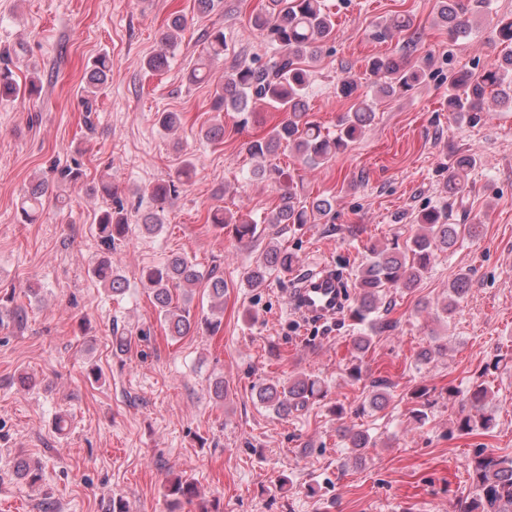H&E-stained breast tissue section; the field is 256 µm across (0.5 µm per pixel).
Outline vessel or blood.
I'll list each match as a JSON object with an SVG mask.
<instances>
[{
	"mask_svg": "<svg viewBox=\"0 0 512 512\" xmlns=\"http://www.w3.org/2000/svg\"><path fill=\"white\" fill-rule=\"evenodd\" d=\"M292 301L302 316L323 321L346 309L348 294L335 271L322 264L300 276Z\"/></svg>",
	"mask_w": 512,
	"mask_h": 512,
	"instance_id": "obj_1",
	"label": "vessel or blood"
}]
</instances>
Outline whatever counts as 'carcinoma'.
Returning <instances> with one entry per match:
<instances>
[{"mask_svg":"<svg viewBox=\"0 0 512 512\" xmlns=\"http://www.w3.org/2000/svg\"><path fill=\"white\" fill-rule=\"evenodd\" d=\"M487 0H440L438 20L448 28L452 40L463 37L471 29L472 20L479 17ZM250 25L275 49L274 55L264 64L238 65L224 72V80L217 85L212 102L215 112L253 111L259 104L287 113L286 118L265 138L249 144L248 151L256 166L253 176L268 178L271 170L266 160L277 149L284 146L293 151L305 165L320 167L344 152L358 139L374 120L373 101L359 93L360 77L346 67L344 76L336 86V94L352 101L349 110L339 119V129L334 136L324 133L321 126L309 119L307 94L310 86L309 64L318 59L324 45L333 39L335 23L326 11L322 0H267L264 11L250 17ZM188 18L179 11L171 14L166 29L161 34L165 50L150 56L145 67L160 71L168 66L166 50L177 45L179 35L187 29ZM413 20L409 15H395L380 24L375 37L390 39L409 31ZM495 42L504 46L508 53L487 64L479 73L460 72L448 88L444 105L449 115L458 124L472 125L482 118L489 103L512 107V20H502L495 32ZM207 56L198 60L188 71L191 83H200L210 74L213 61L224 57V33L207 35ZM112 72V60L101 55L86 72L84 113L85 127L94 128L95 109L93 103L102 87L107 84ZM369 72L376 77L377 92L391 96L398 91H408L419 81L417 71L408 67L402 57H375L369 63ZM42 90L41 81L32 77L21 83L10 67L9 52L0 51V100L19 96H34ZM156 124L165 132L172 133L181 125V114L162 111L156 113ZM477 156L462 153L449 163H441L438 172L443 189L456 193L465 191L470 172L477 165ZM194 167L191 159L185 158L175 171V176L166 183L148 189L152 207L140 214V227L149 234H157L164 228L170 200L179 187L191 177ZM54 182L38 178L25 191L19 207L21 222L30 223L43 207V198L51 184H75L84 180L85 173L79 166L53 168ZM93 191L105 202L96 219V233L100 245L107 255L93 263L92 273L114 295L125 291L124 277L114 270L108 254L117 242L126 239L129 218L123 201L112 187V181L102 176ZM333 209L331 199L317 198L312 202L301 198L290 185L282 190L275 210L264 219L266 224H312L329 216ZM207 222L222 230L232 225L239 240H249L258 235V221L251 214L226 212L221 206L212 208ZM418 229L409 251L396 248L371 250L367 262L360 269L356 287L357 305L353 318L364 327L355 338V348L360 354L368 351L372 337L383 332L387 324L380 315L381 304L391 288L411 290L418 287L437 252L447 250L464 238H475L482 232V225L448 223V202L439 207L425 209L416 216ZM295 263L293 254L277 245L270 246L255 261L245 276L250 288H258L265 280L267 271L290 270ZM142 280L152 292L154 305L160 320L167 326L170 335L186 336L195 326L191 314V288L204 279L198 265L185 256L172 255L157 266L142 271ZM469 274L459 273L448 288V299L443 301L442 312L450 315L468 291ZM182 290V301H176L173 291ZM207 290L211 298V311L222 309L224 303V280L208 279ZM321 379L312 374L291 376L288 380L262 383L257 386L258 400L274 413L282 416L306 408L310 403L325 396ZM488 390L484 384H474L468 390L472 412L456 420L460 433H469L475 428L490 429L495 425L494 416L487 411ZM353 450L361 452L372 448L375 442L364 431L349 430L344 434ZM473 476L477 482V497L464 503L461 512H512V458H504L480 450L476 453ZM168 495L175 502L190 504L196 497L194 483L176 478L167 486Z\"/></svg>","mask_w":512,"mask_h":512,"instance_id":"1","label":"carcinoma"}]
</instances>
